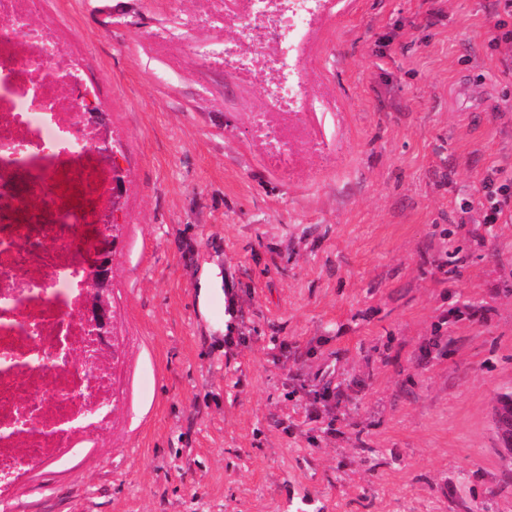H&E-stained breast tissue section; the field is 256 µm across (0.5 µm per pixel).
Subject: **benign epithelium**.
Instances as JSON below:
<instances>
[{"label": "benign epithelium", "instance_id": "1", "mask_svg": "<svg viewBox=\"0 0 512 512\" xmlns=\"http://www.w3.org/2000/svg\"><path fill=\"white\" fill-rule=\"evenodd\" d=\"M77 109L86 114L92 120L100 123L102 138L97 141L96 148L104 153L112 151V135L106 114H100L95 110L87 109L81 100H76ZM112 246L101 248L98 257L92 267L90 290L87 293L82 308L81 316L87 327L89 335L95 337L100 345L98 356L106 359V351L112 340ZM498 443L507 453L508 466L512 467V420L501 416L495 419Z\"/></svg>", "mask_w": 512, "mask_h": 512}]
</instances>
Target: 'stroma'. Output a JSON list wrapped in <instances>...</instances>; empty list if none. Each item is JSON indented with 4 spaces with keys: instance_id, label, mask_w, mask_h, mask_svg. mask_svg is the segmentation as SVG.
Segmentation results:
<instances>
[{
    "instance_id": "1",
    "label": "stroma",
    "mask_w": 512,
    "mask_h": 512,
    "mask_svg": "<svg viewBox=\"0 0 512 512\" xmlns=\"http://www.w3.org/2000/svg\"><path fill=\"white\" fill-rule=\"evenodd\" d=\"M167 0H44L98 85L127 174L115 215L121 354L110 426L37 467L9 512H512L495 433L512 390V50L490 0H340L311 43L337 102L285 183L242 81L149 36ZM223 298L198 302L205 267ZM225 320V332L212 328ZM512 184V171L500 166L489 168L482 179V191L487 205L480 203L483 213V223L507 224L512 221V212L506 213V200H499L498 196L505 192Z\"/></svg>"
}]
</instances>
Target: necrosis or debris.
Listing matches in <instances>:
<instances>
[{
	"mask_svg": "<svg viewBox=\"0 0 512 512\" xmlns=\"http://www.w3.org/2000/svg\"><path fill=\"white\" fill-rule=\"evenodd\" d=\"M327 2L206 0L201 20L162 23L154 35L170 61L191 47L237 80L248 71L241 42L263 57L270 108L256 115L253 137L263 166L282 177L323 146L311 123L323 105L302 87L318 73L308 48ZM36 8L0 0V505L17 476L88 447L113 406L112 366L97 363L79 312L94 250L88 228L109 221L116 162L97 153V130L72 109L78 93L105 102L57 51L56 27L32 26ZM200 24L236 27L242 39L192 44Z\"/></svg>",
	"mask_w": 512,
	"mask_h": 512,
	"instance_id": "4bbe7bcc",
	"label": "necrosis or debris"
}]
</instances>
